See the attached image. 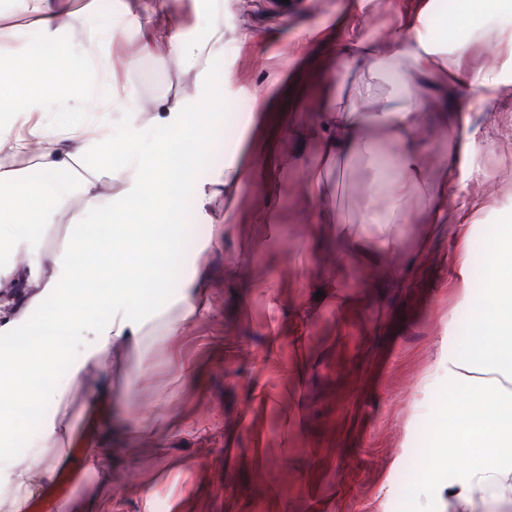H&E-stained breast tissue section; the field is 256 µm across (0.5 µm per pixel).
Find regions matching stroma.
I'll return each mask as SVG.
<instances>
[{
    "instance_id": "1",
    "label": "stroma",
    "mask_w": 512,
    "mask_h": 512,
    "mask_svg": "<svg viewBox=\"0 0 512 512\" xmlns=\"http://www.w3.org/2000/svg\"><path fill=\"white\" fill-rule=\"evenodd\" d=\"M418 0H301L277 17L268 0H223L219 44L202 61L211 92L198 111L212 123L207 160L182 187L191 211L182 250L200 289L183 299L167 274L168 302L194 313L175 336L132 349L118 341L112 364L70 384L69 343L42 383L72 385L75 402L112 379V420L96 461L84 449L63 458L31 512H448V476L465 462L438 456L439 427L458 403L443 384L448 339L465 335L468 294L483 293L491 265L486 224L512 226V94L493 112L471 115L474 151L465 163L467 207L449 202L433 236L410 225L385 267L356 260L336 243L319 209L355 210L358 168L345 169L323 205L305 174L313 143L282 134L285 118L322 123L337 98H351L361 74L337 46L396 28ZM69 13L67 53L38 36L25 0H0V28L15 36L0 56H32L62 80L51 120L72 125L106 81L135 92L144 109L193 93L196 75L172 63L170 35L206 39L211 0H174L150 24L164 41L144 52L134 26L88 34L117 0H47ZM112 57L75 71L90 52ZM245 169L231 198L224 169ZM470 236L468 276L452 272ZM395 268L403 285L387 276ZM147 366L145 376L130 371Z\"/></svg>"
}]
</instances>
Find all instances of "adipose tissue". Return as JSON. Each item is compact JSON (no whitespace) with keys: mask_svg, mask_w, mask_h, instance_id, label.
Returning a JSON list of instances; mask_svg holds the SVG:
<instances>
[{"mask_svg":"<svg viewBox=\"0 0 512 512\" xmlns=\"http://www.w3.org/2000/svg\"><path fill=\"white\" fill-rule=\"evenodd\" d=\"M476 6L484 15L483 27L449 45L430 38L422 7L403 18L395 35L375 34L342 45L339 56L365 73L356 99L337 105L324 131H304L317 141L323 166L359 163L367 169L356 213H336V240L350 254L359 252L363 239L378 240L379 248L370 254L373 265L387 260L404 226L412 223L411 198L419 195L426 202L423 223L442 219L448 191L456 186L458 157L475 142L471 113L495 111L501 88L512 83V0H476ZM478 43L496 48L495 64L467 63L472 45ZM413 76L420 77L419 86L409 85ZM45 86L44 78H22L15 63L0 61V116L14 121L27 113L38 117L23 133L1 129L0 151L30 156L42 173L27 193L19 194L14 185L21 172L0 171V336L24 331L30 336L28 345L0 357V395L20 403L36 388L55 407L42 419L23 462L0 453V495L10 498L13 512H26L36 479L53 468L65 441L80 438L88 452H95L97 428L112 416V393L100 389L80 409L87 430L75 433L65 391L39 386L40 375L52 370L59 357L53 328L72 327L82 309H107V319L93 326L92 340L70 360V380L78 382L91 369L108 367L113 340L123 337L139 344L158 321L156 313L131 305L129 294L147 281L162 288L160 271L180 254L181 225H164L157 235L143 224L108 223L93 236L91 217L111 208L131 212L142 195L152 199L158 214L170 215L203 155L207 133L206 124L190 122L195 111L191 97L156 101L152 123L189 125L193 135L176 153L154 155L137 142L143 111L125 91L112 100L121 112L120 127H113L108 114L100 111L85 113L81 122L58 132L45 122L50 112ZM435 100L443 103L453 148L447 161L431 166L419 130ZM107 144L119 148L120 170L95 169L73 181L58 179V172L77 155ZM118 176L123 185L116 191L112 181ZM42 193L51 194L56 206L32 213V199ZM28 215L44 225L66 216L68 250L49 253L34 245L21 229ZM484 230L493 260L484 293L470 300L477 333L463 346L448 347V385L463 391L464 401L442 428L441 442L468 462L448 480L450 512H512V233L495 224ZM85 248L95 256L85 268L92 279L110 269L117 250L126 254L123 277L105 294L88 297L76 287L72 253ZM50 297L58 303L49 321L33 325L32 315Z\"/></svg>","mask_w":512,"mask_h":512,"instance_id":"adipose-tissue-1","label":"adipose tissue"}]
</instances>
